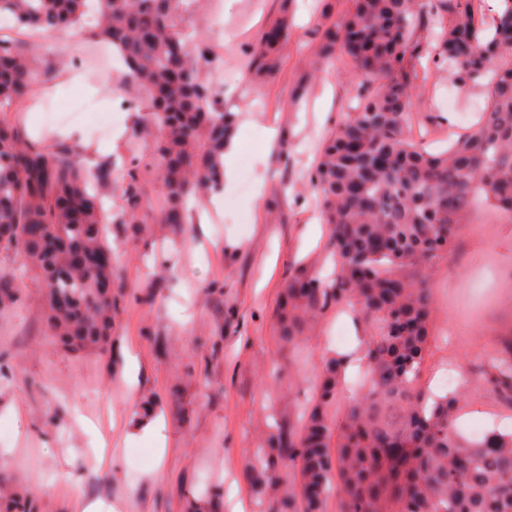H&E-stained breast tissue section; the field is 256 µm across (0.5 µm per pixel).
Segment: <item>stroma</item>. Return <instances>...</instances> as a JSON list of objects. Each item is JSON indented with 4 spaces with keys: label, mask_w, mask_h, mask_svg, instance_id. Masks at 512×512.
Segmentation results:
<instances>
[{
    "label": "stroma",
    "mask_w": 512,
    "mask_h": 512,
    "mask_svg": "<svg viewBox=\"0 0 512 512\" xmlns=\"http://www.w3.org/2000/svg\"><path fill=\"white\" fill-rule=\"evenodd\" d=\"M282 0H188L177 18L187 33H207L223 59L224 107L236 113L237 161H249L264 199L239 198L241 223L217 224L211 196L188 204L182 224H152L138 237L109 224L106 241L117 272L112 340L102 353L63 348L43 319V284L18 256L0 252V272L22 270L19 294L0 316V475L28 490L39 512H80V503L119 505L120 512H229L237 494L247 512H268L269 498L248 477L275 424L298 422L317 382L321 358L356 341L351 318L324 312L304 336L302 363L290 362L278 336L279 295L295 263L322 268L327 234H313L321 214L309 183L320 144L344 113L353 111L352 73L328 65L301 111L289 92L311 59V25L323 0H294V35L276 77L253 80L249 61L262 29ZM72 30L41 39V69L58 73L55 94L75 118L58 130L78 144L71 161L94 170L109 163L99 185L107 207L124 204V174L145 147L134 131L144 92L113 78L102 92L93 72L73 75ZM412 133L428 150L445 146L460 108L483 110L484 90L459 89L447 71L422 58ZM454 99L456 110L444 107ZM111 121L110 140L94 138L87 109ZM289 140L287 155L268 150V132ZM278 201L282 222L268 212ZM433 295L430 346L419 374L431 388L435 373L453 368L465 419L460 430L512 419V400L481 388L482 358L512 344V224L486 210L467 212L449 254L421 274ZM153 291V303L142 300ZM160 421L159 434L147 424ZM151 454L132 473L133 451Z\"/></svg>",
    "instance_id": "35a3bbf8"
}]
</instances>
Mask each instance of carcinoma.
Listing matches in <instances>:
<instances>
[{
  "label": "carcinoma",
  "mask_w": 512,
  "mask_h": 512,
  "mask_svg": "<svg viewBox=\"0 0 512 512\" xmlns=\"http://www.w3.org/2000/svg\"><path fill=\"white\" fill-rule=\"evenodd\" d=\"M251 50V70L273 78L292 36L290 6ZM183 0H0V19L28 40L60 28L112 46L124 80L145 91L150 111L136 132L165 195L151 210L137 164L127 171L121 223L181 224L191 197L224 184V149L235 117L222 108L208 75L219 58L204 35L192 41L175 19ZM309 69L295 83L304 99L320 69L336 58L353 73L355 111L345 113L310 174L330 225L336 277L327 284L308 265L294 269L278 316L293 348L330 308L352 309L363 330L367 380L343 418L333 408L345 387L339 356L326 355L310 406L295 428L280 427L256 460L274 512H512V432L468 441L454 428L462 397L430 396L415 385L428 352L432 297L420 271L447 252L456 224L475 207L512 223V0L484 13L482 0H352L342 15L322 13ZM431 55L461 87L487 82L476 121L448 127V148L426 151L409 132L413 91ZM39 65L24 43L0 34V112L26 110ZM75 146L0 120V251L35 266L46 290L53 335L72 348L104 349L112 335L116 271L100 197L70 161ZM18 297L0 273V315ZM492 390L512 397V355L483 367ZM0 512H32L25 490L0 476Z\"/></svg>",
  "instance_id": "carcinoma-1"
}]
</instances>
